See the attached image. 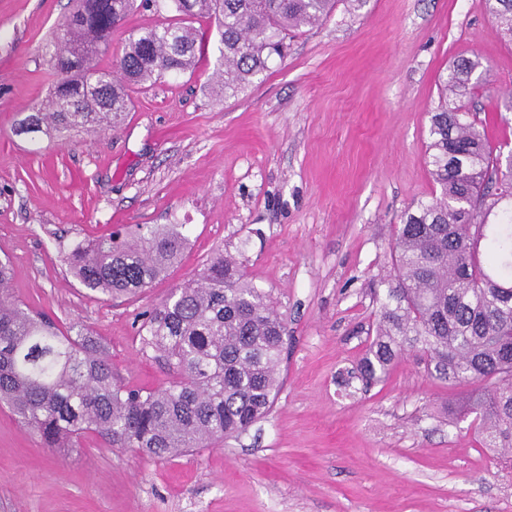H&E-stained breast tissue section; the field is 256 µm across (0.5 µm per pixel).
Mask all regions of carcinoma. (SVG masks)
<instances>
[{"instance_id":"obj_1","label":"carcinoma","mask_w":512,"mask_h":512,"mask_svg":"<svg viewBox=\"0 0 512 512\" xmlns=\"http://www.w3.org/2000/svg\"><path fill=\"white\" fill-rule=\"evenodd\" d=\"M338 0H77L42 47L54 76L20 134L116 128L127 91L195 70L203 45L195 24L219 36L214 86L234 96L286 56L292 34L327 18ZM512 41V0H477ZM169 14L160 27L128 34L113 69L98 58L112 30L137 9ZM480 63L458 59L441 96L469 85ZM426 163L440 193L405 213L393 274L361 380L384 376L404 347L427 358L431 377L470 388L484 447L512 445V159L501 161L461 107L431 114ZM189 238L184 224H136L125 236L79 244L71 275L112 298L135 296L165 278ZM0 260V403L49 448L74 450L93 434L107 448L168 458L241 435L272 407L279 389L284 319L230 254L142 314L140 351L170 378L156 390L119 383L106 350L71 335L12 294Z\"/></svg>"}]
</instances>
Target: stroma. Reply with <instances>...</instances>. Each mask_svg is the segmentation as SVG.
<instances>
[{
  "label": "stroma",
  "mask_w": 512,
  "mask_h": 512,
  "mask_svg": "<svg viewBox=\"0 0 512 512\" xmlns=\"http://www.w3.org/2000/svg\"><path fill=\"white\" fill-rule=\"evenodd\" d=\"M74 0H0V259L11 291L60 328H86L123 383L168 379L139 351L143 311L237 253L287 323L281 387L246 433L150 459L89 436L63 455L0 406V512H512V453L464 420L465 392L405 350L378 384L352 373L374 335L372 291L395 228L436 189L425 161L439 79L481 63L459 102L491 147L512 150V42L476 0H338L234 97L212 88L214 31L194 72L131 91L119 130L17 134L52 78L41 47ZM140 9L113 32L164 23ZM135 224H185L169 275L112 300L80 284L78 242Z\"/></svg>",
  "instance_id": "stroma-1"
}]
</instances>
